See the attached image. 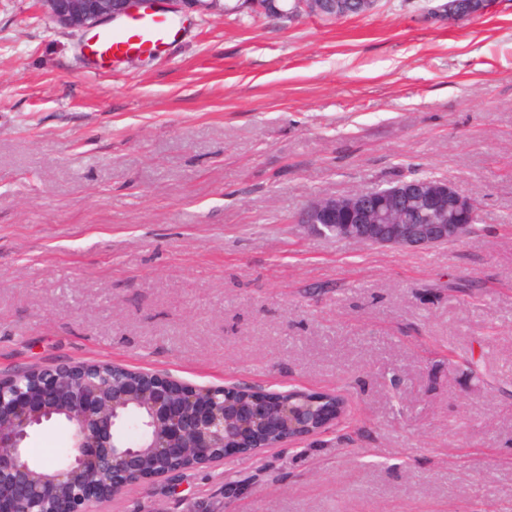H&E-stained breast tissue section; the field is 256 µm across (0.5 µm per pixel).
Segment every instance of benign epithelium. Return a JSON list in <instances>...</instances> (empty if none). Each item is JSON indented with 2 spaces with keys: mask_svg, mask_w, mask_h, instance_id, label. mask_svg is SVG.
I'll return each mask as SVG.
<instances>
[{
  "mask_svg": "<svg viewBox=\"0 0 512 512\" xmlns=\"http://www.w3.org/2000/svg\"><path fill=\"white\" fill-rule=\"evenodd\" d=\"M248 8L269 18L291 21L308 15L339 21L354 8L347 0H245ZM497 0H439L428 16L455 25L489 14ZM47 14L67 29H88L112 16L131 14L148 5L167 12H211L221 0H42ZM413 205L427 224H399L396 213ZM475 201L450 181L435 186L404 181L368 189L350 201L322 196L308 203L297 223L325 237L364 239L380 247H432L468 234L477 218ZM176 380L148 374L142 381L114 383L86 374L80 363L28 369L0 377V512H88L144 483L147 459L178 463L191 448L218 451L219 462L232 456H257L272 447L309 439L342 419L344 404L326 398H299L292 404L278 392L262 391L260 401L217 406L219 396L235 394L239 385L207 392ZM145 409L151 434L134 447L121 443L120 410L131 404ZM61 414L72 427L73 447L63 465L48 473L22 462L21 452L35 425Z\"/></svg>",
  "mask_w": 512,
  "mask_h": 512,
  "instance_id": "7a95c632",
  "label": "benign epithelium"
}]
</instances>
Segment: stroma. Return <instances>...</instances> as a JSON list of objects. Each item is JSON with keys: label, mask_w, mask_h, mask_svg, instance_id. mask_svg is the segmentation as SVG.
Returning <instances> with one entry per match:
<instances>
[{"label": "stroma", "mask_w": 512, "mask_h": 512, "mask_svg": "<svg viewBox=\"0 0 512 512\" xmlns=\"http://www.w3.org/2000/svg\"><path fill=\"white\" fill-rule=\"evenodd\" d=\"M340 21L184 13L155 57L0 0V376L103 361L197 386L334 393L308 440L93 512H512V0ZM450 180L474 233L306 232L311 199ZM67 425L28 446L54 466ZM441 2L428 9V16L435 22L443 25H455L465 21L473 20L476 17H484L489 14L498 0H472L467 7L463 0H435Z\"/></svg>", "instance_id": "stroma-1"}]
</instances>
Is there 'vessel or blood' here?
Wrapping results in <instances>:
<instances>
[{
    "label": "vessel or blood",
    "instance_id": "obj_1",
    "mask_svg": "<svg viewBox=\"0 0 512 512\" xmlns=\"http://www.w3.org/2000/svg\"><path fill=\"white\" fill-rule=\"evenodd\" d=\"M178 33L168 16L143 11L94 33L85 46L95 66L103 68L131 53H160L176 40Z\"/></svg>",
    "mask_w": 512,
    "mask_h": 512
}]
</instances>
